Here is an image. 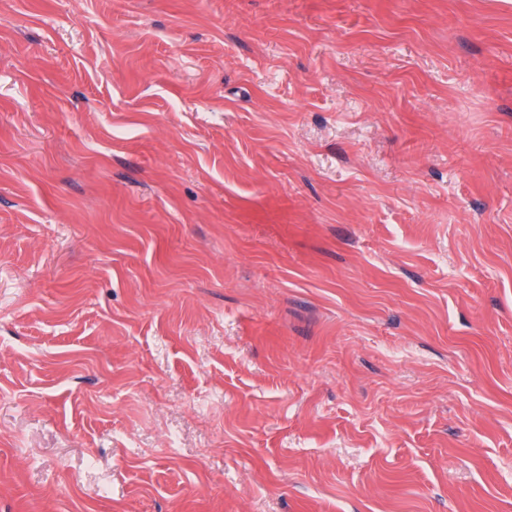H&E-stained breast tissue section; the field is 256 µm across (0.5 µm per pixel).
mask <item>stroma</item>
Segmentation results:
<instances>
[{"instance_id": "1", "label": "stroma", "mask_w": 512, "mask_h": 512, "mask_svg": "<svg viewBox=\"0 0 512 512\" xmlns=\"http://www.w3.org/2000/svg\"><path fill=\"white\" fill-rule=\"evenodd\" d=\"M0 512H512V0H0Z\"/></svg>"}]
</instances>
